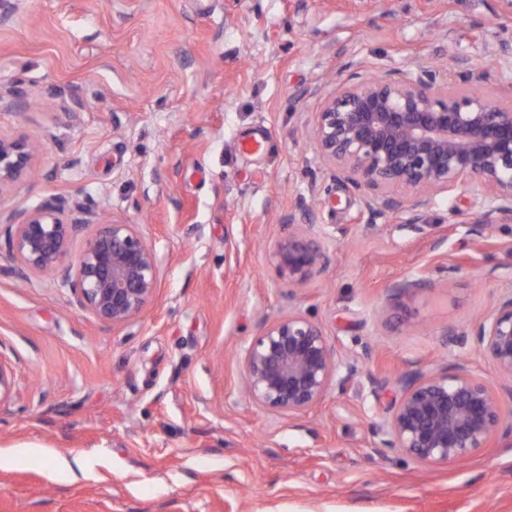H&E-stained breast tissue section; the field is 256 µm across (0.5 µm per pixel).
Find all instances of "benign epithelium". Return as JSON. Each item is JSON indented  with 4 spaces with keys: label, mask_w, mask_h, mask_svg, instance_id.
Wrapping results in <instances>:
<instances>
[{
    "label": "benign epithelium",
    "mask_w": 512,
    "mask_h": 512,
    "mask_svg": "<svg viewBox=\"0 0 512 512\" xmlns=\"http://www.w3.org/2000/svg\"><path fill=\"white\" fill-rule=\"evenodd\" d=\"M458 86L440 79L441 69L415 59L375 77L358 72L336 81L315 113L314 150L334 176L361 193L372 219L408 214L406 226L427 237L424 213L435 198L456 190L482 196L486 206L468 214L448 207V222L475 224L480 237L512 223V108L500 107L483 90L487 72L465 58L454 63ZM38 153L23 138L0 136V190L25 181ZM11 246L26 270L47 273L70 288L77 304L103 322L128 323L159 287L156 252L138 225L64 219L53 206L15 207ZM85 247L70 252L74 236ZM280 277L301 287L324 266L313 224L288 216V233L275 248ZM450 336H469L512 394V286L479 321ZM249 399L274 414H297L319 404L335 380L337 362L320 325L290 311L265 325L242 354ZM399 395L381 427V449L421 464L469 460L506 422L499 391L459 364L416 372L399 381Z\"/></svg>",
    "instance_id": "benign-epithelium-1"
}]
</instances>
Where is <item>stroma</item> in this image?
<instances>
[{"mask_svg":"<svg viewBox=\"0 0 512 512\" xmlns=\"http://www.w3.org/2000/svg\"><path fill=\"white\" fill-rule=\"evenodd\" d=\"M495 0H0V135L39 143L16 202L139 225L159 288L122 326L69 288L21 271L0 223V512H512V433L428 466L379 454L401 376L457 364L498 383L473 342L512 285V223L482 241L448 221L433 237L369 221L310 130L339 77L421 57L486 70L512 103V42ZM307 208L328 258L305 287L273 256ZM420 277L419 289L397 290ZM296 310L342 360L324 400L272 414L245 393L241 356Z\"/></svg>","mask_w":512,"mask_h":512,"instance_id":"stroma-1","label":"stroma"}]
</instances>
